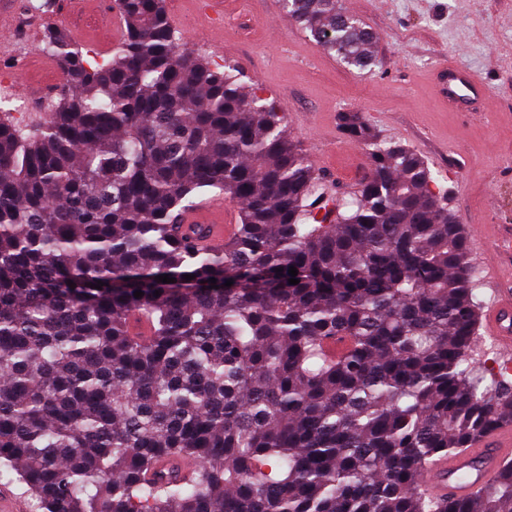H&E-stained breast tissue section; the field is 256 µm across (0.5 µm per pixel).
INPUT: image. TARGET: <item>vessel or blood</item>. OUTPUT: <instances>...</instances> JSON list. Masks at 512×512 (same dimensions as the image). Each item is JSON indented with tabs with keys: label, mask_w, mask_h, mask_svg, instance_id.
I'll return each instance as SVG.
<instances>
[{
	"label": "vessel or blood",
	"mask_w": 512,
	"mask_h": 512,
	"mask_svg": "<svg viewBox=\"0 0 512 512\" xmlns=\"http://www.w3.org/2000/svg\"><path fill=\"white\" fill-rule=\"evenodd\" d=\"M204 24L223 31L224 0H204L198 9ZM440 95L457 110L486 99L487 90L474 74L456 66H441L438 70ZM232 215L223 202L204 201L180 213L177 222L181 231L192 225L203 229V245L212 251L223 250L225 242L235 231ZM484 333L493 338L503 353L512 352V287L501 288L487 309L483 320ZM512 459V423L497 425L475 438L469 447L461 449L424 470L422 487L440 498L466 499L476 495L497 476L501 464Z\"/></svg>",
	"instance_id": "1"
}]
</instances>
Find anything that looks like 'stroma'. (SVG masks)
<instances>
[{"instance_id": "stroma-1", "label": "stroma", "mask_w": 512, "mask_h": 512, "mask_svg": "<svg viewBox=\"0 0 512 512\" xmlns=\"http://www.w3.org/2000/svg\"><path fill=\"white\" fill-rule=\"evenodd\" d=\"M26 14L0 42L37 50L51 29L89 53L111 30V0H85L57 15L43 0H17ZM376 34L372 69L348 68L285 17L279 0H233L224 37H211L195 16L193 0H166L171 26L212 66L236 65L241 80L276 102L328 186L351 185L367 166L349 140L339 113L360 112L384 138L401 142L427 161L448 192V205L469 230L470 256L479 269L496 261L512 267V0H341ZM448 63L487 87V112H455L440 99L436 68Z\"/></svg>"}]
</instances>
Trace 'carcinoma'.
<instances>
[{"instance_id":"cac0c4a2","label":"carcinoma","mask_w":512,"mask_h":512,"mask_svg":"<svg viewBox=\"0 0 512 512\" xmlns=\"http://www.w3.org/2000/svg\"><path fill=\"white\" fill-rule=\"evenodd\" d=\"M282 4L342 63L374 65L340 0ZM115 9L109 59L45 35L49 120L0 118V469L36 512H512V462L469 500L419 483L512 421L429 164L343 112L369 167L320 213L275 101L187 47L164 0ZM208 190L239 205L220 252L174 235ZM162 456L187 471L156 472Z\"/></svg>"}]
</instances>
